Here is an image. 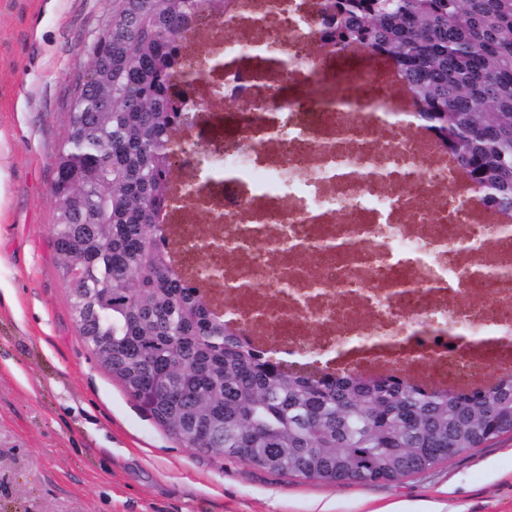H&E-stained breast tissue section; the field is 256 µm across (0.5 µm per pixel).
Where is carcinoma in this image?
<instances>
[{
  "label": "carcinoma",
  "mask_w": 512,
  "mask_h": 512,
  "mask_svg": "<svg viewBox=\"0 0 512 512\" xmlns=\"http://www.w3.org/2000/svg\"><path fill=\"white\" fill-rule=\"evenodd\" d=\"M221 0H113L112 36L74 89L54 162L52 244L79 336L126 395L179 442L214 457L333 483L339 467L398 482L512 435V376L448 394L407 380L290 374L245 347L160 247L182 29ZM324 40L387 60L410 122L453 155L476 200L512 225V0H329ZM107 95L98 118L87 100ZM294 457L291 469L250 447Z\"/></svg>",
  "instance_id": "obj_1"
}]
</instances>
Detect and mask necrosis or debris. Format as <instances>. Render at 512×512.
Returning <instances> with one entry per match:
<instances>
[{
    "label": "necrosis or debris",
    "instance_id": "obj_1",
    "mask_svg": "<svg viewBox=\"0 0 512 512\" xmlns=\"http://www.w3.org/2000/svg\"><path fill=\"white\" fill-rule=\"evenodd\" d=\"M321 7L223 0L185 28L175 96L184 70L224 68L173 143L164 247L289 370L494 383L512 374V225L433 134L393 121L414 100L384 60L321 45Z\"/></svg>",
    "mask_w": 512,
    "mask_h": 512
}]
</instances>
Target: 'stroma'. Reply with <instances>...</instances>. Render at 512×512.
<instances>
[{
    "label": "stroma",
    "instance_id": "stroma-1",
    "mask_svg": "<svg viewBox=\"0 0 512 512\" xmlns=\"http://www.w3.org/2000/svg\"><path fill=\"white\" fill-rule=\"evenodd\" d=\"M112 0H0V512H512V438L394 483L323 484L184 447L78 334L54 157Z\"/></svg>",
    "mask_w": 512,
    "mask_h": 512
}]
</instances>
